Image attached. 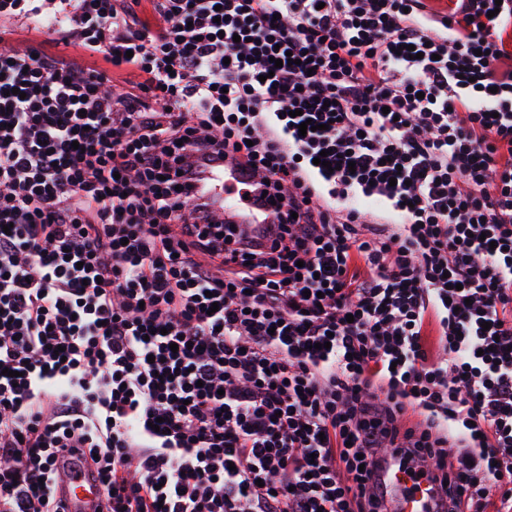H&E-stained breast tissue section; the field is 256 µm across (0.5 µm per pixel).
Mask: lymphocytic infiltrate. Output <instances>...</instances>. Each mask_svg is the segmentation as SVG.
<instances>
[{
    "label": "lymphocytic infiltrate",
    "instance_id": "lymphocytic-infiltrate-1",
    "mask_svg": "<svg viewBox=\"0 0 512 512\" xmlns=\"http://www.w3.org/2000/svg\"><path fill=\"white\" fill-rule=\"evenodd\" d=\"M450 2L0 0L57 47L0 30V512L68 450L98 512H386L384 446L512 512V0ZM206 178L207 182L205 183V188L207 195L215 197L219 204L224 205V214L226 216H234V218L241 223L247 220L253 224H259V220L256 216L247 219H243L239 216L248 209V202L243 199L247 189L237 183L238 180L244 179L234 167L224 166V170L208 172ZM224 185L233 187L230 194L224 190Z\"/></svg>",
    "mask_w": 512,
    "mask_h": 512
}]
</instances>
